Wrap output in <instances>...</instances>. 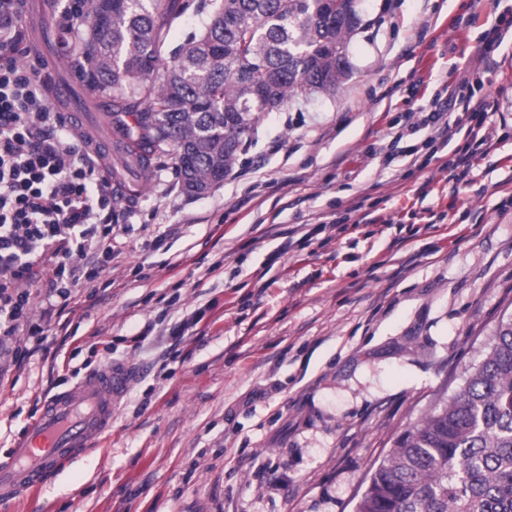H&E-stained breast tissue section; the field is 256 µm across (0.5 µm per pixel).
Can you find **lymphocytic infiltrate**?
Here are the masks:
<instances>
[{
    "instance_id": "obj_1",
    "label": "lymphocytic infiltrate",
    "mask_w": 512,
    "mask_h": 512,
    "mask_svg": "<svg viewBox=\"0 0 512 512\" xmlns=\"http://www.w3.org/2000/svg\"><path fill=\"white\" fill-rule=\"evenodd\" d=\"M15 0H0V335H13L27 316L30 294L23 283L48 274L67 310L72 289L94 281L96 268L84 264L88 251L100 263L112 260L114 223L112 176L105 154L76 148L75 133L50 105L44 85L33 71L18 66L21 38L13 21ZM465 113L467 123L450 125L448 111ZM492 107L467 81L443 84L423 106L416 122L398 129L393 143L405 156L416 155L408 137L440 126L426 147H447L455 137L464 145L455 152L449 172L464 179L475 156L488 155L496 132L488 122Z\"/></svg>"
}]
</instances>
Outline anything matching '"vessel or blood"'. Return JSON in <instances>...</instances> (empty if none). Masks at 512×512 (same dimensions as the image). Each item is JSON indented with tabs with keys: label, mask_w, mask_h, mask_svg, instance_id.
I'll use <instances>...</instances> for the list:
<instances>
[{
	"label": "vessel or blood",
	"mask_w": 512,
	"mask_h": 512,
	"mask_svg": "<svg viewBox=\"0 0 512 512\" xmlns=\"http://www.w3.org/2000/svg\"><path fill=\"white\" fill-rule=\"evenodd\" d=\"M131 377L126 364L88 373L48 399L36 419L0 459V502L25 497L47 484L112 426V411Z\"/></svg>",
	"instance_id": "vessel-or-blood-1"
}]
</instances>
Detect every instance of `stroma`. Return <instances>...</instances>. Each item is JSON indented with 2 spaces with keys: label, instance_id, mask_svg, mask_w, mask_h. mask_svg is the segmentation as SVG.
<instances>
[{
  "label": "stroma",
  "instance_id": "obj_1",
  "mask_svg": "<svg viewBox=\"0 0 512 512\" xmlns=\"http://www.w3.org/2000/svg\"><path fill=\"white\" fill-rule=\"evenodd\" d=\"M359 9L335 92L260 113L206 195L182 190L170 154L139 173L112 261L67 319L48 277L32 282L27 325L0 338V456L86 373L136 376L100 446L0 512H355L398 434L466 384L512 317V30L483 62L512 0ZM43 12L19 4L16 62L62 78ZM464 77L500 133L467 182L447 149L424 168L390 157L392 125ZM56 109L111 146V103L75 90Z\"/></svg>",
  "mask_w": 512,
  "mask_h": 512
}]
</instances>
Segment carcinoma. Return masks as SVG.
<instances>
[{"label":"carcinoma","instance_id":"obj_1","mask_svg":"<svg viewBox=\"0 0 512 512\" xmlns=\"http://www.w3.org/2000/svg\"><path fill=\"white\" fill-rule=\"evenodd\" d=\"M75 2L68 76L112 100L115 207L145 188L127 175L167 153L186 193L223 181L253 113L336 90L361 26L357 0ZM190 9L205 19L174 46ZM356 512H512V317L457 396L397 436Z\"/></svg>","mask_w":512,"mask_h":512}]
</instances>
